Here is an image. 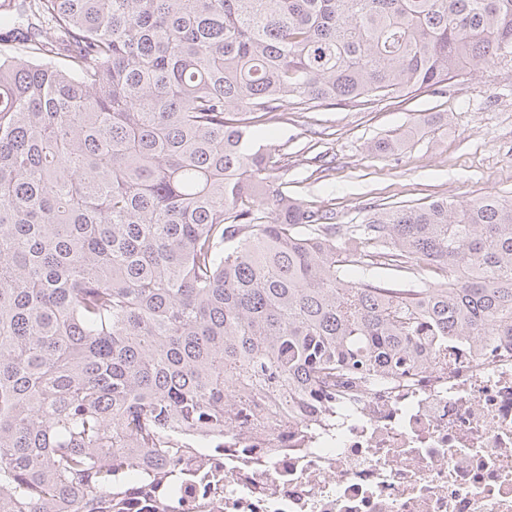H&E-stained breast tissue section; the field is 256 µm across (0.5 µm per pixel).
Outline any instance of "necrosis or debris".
<instances>
[{"label":"necrosis or debris","instance_id":"obj_1","mask_svg":"<svg viewBox=\"0 0 512 512\" xmlns=\"http://www.w3.org/2000/svg\"><path fill=\"white\" fill-rule=\"evenodd\" d=\"M202 468L182 512H512V336L350 381L328 421L234 428Z\"/></svg>","mask_w":512,"mask_h":512}]
</instances>
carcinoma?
<instances>
[{
    "mask_svg": "<svg viewBox=\"0 0 512 512\" xmlns=\"http://www.w3.org/2000/svg\"><path fill=\"white\" fill-rule=\"evenodd\" d=\"M510 49L512 0H0V512H172L243 414L512 336V200L338 224L253 142Z\"/></svg>",
    "mask_w": 512,
    "mask_h": 512,
    "instance_id": "cac0c4a2",
    "label": "carcinoma"
}]
</instances>
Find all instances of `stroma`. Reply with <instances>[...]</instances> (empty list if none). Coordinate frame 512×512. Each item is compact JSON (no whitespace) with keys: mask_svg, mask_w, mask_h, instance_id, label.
<instances>
[{"mask_svg":"<svg viewBox=\"0 0 512 512\" xmlns=\"http://www.w3.org/2000/svg\"><path fill=\"white\" fill-rule=\"evenodd\" d=\"M440 113L444 125L427 127ZM416 133L395 156L371 154L378 138ZM257 141L281 149L289 195L332 210L340 224L361 223L372 204L412 207L494 194L512 198V60L464 72L444 93L361 103L291 104L259 126Z\"/></svg>","mask_w":512,"mask_h":512,"instance_id":"obj_1","label":"stroma"}]
</instances>
